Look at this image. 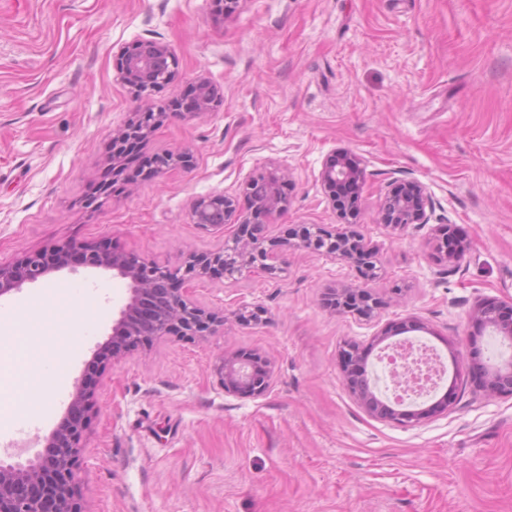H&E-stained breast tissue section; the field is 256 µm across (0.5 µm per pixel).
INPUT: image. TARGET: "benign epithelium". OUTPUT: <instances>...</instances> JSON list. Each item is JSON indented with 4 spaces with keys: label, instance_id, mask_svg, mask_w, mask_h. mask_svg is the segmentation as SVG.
<instances>
[{
    "label": "benign epithelium",
    "instance_id": "obj_1",
    "mask_svg": "<svg viewBox=\"0 0 512 512\" xmlns=\"http://www.w3.org/2000/svg\"><path fill=\"white\" fill-rule=\"evenodd\" d=\"M121 77L132 84L142 106L136 120L114 133V137L132 140L148 139L167 114L180 108L202 115L211 111L221 99V90L207 78L196 81L193 92L185 103L157 105L151 100L155 86L138 83L150 73L162 71L158 85L168 83L174 76L177 60L168 45L159 41L135 43L120 50ZM363 170L359 159L340 153L322 169L320 180L328 193L329 202L336 206L339 200L333 193L338 187L352 185L360 188ZM286 174L276 168L264 179L258 193H253L254 179L246 183L249 207L242 210L236 199L224 193L201 196L190 206V220L203 229L213 227L212 216L221 213L226 224H261L286 209V198L280 185ZM429 193L426 186L415 182L397 184L386 199L384 220L393 224L426 223V204ZM330 256L346 263L354 262L358 254L369 255L362 237L353 230L336 232L316 228L315 235L298 237L288 243L252 236L247 241L233 240V245H219L206 251L187 254L181 265L170 268L144 261L129 253L115 251L110 244L99 242L80 248L56 246L27 255L17 263H0V296L26 282H36L70 263L110 270L128 283L129 297L113 321L112 334L96 351L100 364L120 357L140 345L177 334L189 338L214 335L224 326V311L210 309L193 302L186 285L196 279L221 280L246 269L259 270L268 275L278 271L280 255L292 248ZM477 319L512 335V320L502 321L503 311L493 299L484 300L475 312ZM219 374L227 394L258 397L271 383V370L259 353L254 357L225 358ZM487 389L494 394L512 396V359L496 368L490 375ZM365 408L382 417L385 411L376 406L377 397L367 385L358 390ZM95 385L92 382L75 386L68 414L60 426L46 439L50 453L34 460L7 463L0 460V512H88L75 476L76 464L85 447L94 409Z\"/></svg>",
    "mask_w": 512,
    "mask_h": 512
}]
</instances>
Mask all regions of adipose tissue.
I'll use <instances>...</instances> for the list:
<instances>
[{
	"mask_svg": "<svg viewBox=\"0 0 512 512\" xmlns=\"http://www.w3.org/2000/svg\"><path fill=\"white\" fill-rule=\"evenodd\" d=\"M92 318L71 289L54 287L17 303L0 321V355L6 357L15 385L11 405L34 412L45 404L53 385L68 374L80 327Z\"/></svg>",
	"mask_w": 512,
	"mask_h": 512,
	"instance_id": "adipose-tissue-1",
	"label": "adipose tissue"
}]
</instances>
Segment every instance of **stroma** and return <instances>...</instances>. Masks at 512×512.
I'll list each match as a JSON object with an SVG mask.
<instances>
[{
	"instance_id": "stroma-1",
	"label": "stroma",
	"mask_w": 512,
	"mask_h": 512,
	"mask_svg": "<svg viewBox=\"0 0 512 512\" xmlns=\"http://www.w3.org/2000/svg\"><path fill=\"white\" fill-rule=\"evenodd\" d=\"M0 0V262L66 242L113 247L168 267L240 236L190 221L193 199L238 197L278 167L288 206L263 225L354 224L377 275L303 249L270 276L202 278L189 294L222 309L206 338L171 336L112 360L78 479L89 512H512V396L489 395L475 365L512 358V343L474 317L486 297L512 305V0ZM167 44L175 78L155 94L187 97L198 77L223 91L201 116L167 115L145 155L187 165L142 171L97 210L81 204L112 169L113 135L140 105L119 51ZM363 166L354 217L328 201L332 156ZM427 186L425 224L382 220L394 182ZM366 285L381 305L362 318L331 309V288ZM62 285L97 305L65 384L43 409L30 455L66 415L128 297L125 280L68 265L0 296V312ZM417 324L448 377L418 400L425 418L368 413L340 353L357 344L379 399L391 384L381 331ZM262 352L272 382L226 394L223 357Z\"/></svg>"
}]
</instances>
